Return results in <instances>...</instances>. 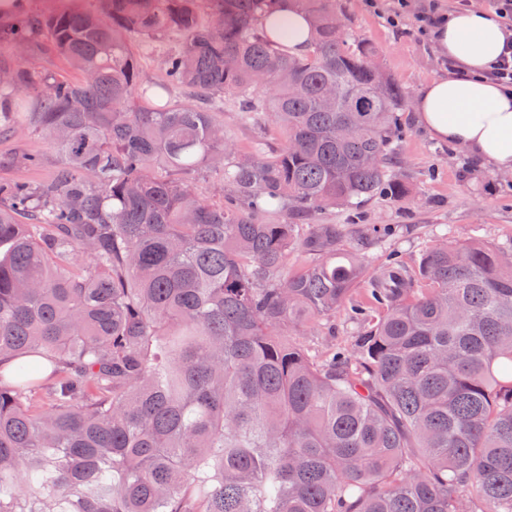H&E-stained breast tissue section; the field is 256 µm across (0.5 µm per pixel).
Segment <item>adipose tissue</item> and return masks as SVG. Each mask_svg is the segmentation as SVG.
<instances>
[{
    "label": "adipose tissue",
    "mask_w": 512,
    "mask_h": 512,
    "mask_svg": "<svg viewBox=\"0 0 512 512\" xmlns=\"http://www.w3.org/2000/svg\"><path fill=\"white\" fill-rule=\"evenodd\" d=\"M266 35L288 30L283 47L301 54L307 49L310 25L296 9L263 19ZM439 56L456 67L424 83L416 94V119L430 135L473 155L499 172H512V92L504 91L485 73L512 43L498 15L474 7L444 15L432 31Z\"/></svg>",
    "instance_id": "adipose-tissue-1"
}]
</instances>
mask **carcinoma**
Here are the masks:
<instances>
[{"label": "carcinoma", "mask_w": 512, "mask_h": 512, "mask_svg": "<svg viewBox=\"0 0 512 512\" xmlns=\"http://www.w3.org/2000/svg\"><path fill=\"white\" fill-rule=\"evenodd\" d=\"M288 2L305 55L259 30L282 0H99L14 27L77 83L0 51V92L46 84L31 123L59 159L0 182V512H512V261L438 244L356 296L366 257L311 220L406 196L404 91L370 92L377 49L336 30V0ZM167 38L190 102L149 107L130 45ZM226 98L282 142L230 156ZM346 305L350 345L305 347ZM22 61L26 68H29L36 76L44 74L53 75L58 79L80 80L81 75L72 70L65 60L53 54H46L43 51L23 52Z\"/></svg>", "instance_id": "carcinoma-1"}]
</instances>
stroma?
<instances>
[{
	"mask_svg": "<svg viewBox=\"0 0 512 512\" xmlns=\"http://www.w3.org/2000/svg\"><path fill=\"white\" fill-rule=\"evenodd\" d=\"M408 7L398 27L386 22L393 0H336V9L348 34L365 38L379 49L386 72L403 88L406 105L399 114L405 137L399 154V172L410 192L401 200L376 198L366 202L358 214L333 208L316 213L317 224H384L389 234L376 242L353 235L351 243L363 252L370 268L386 256L414 268L437 241L478 238L500 247L512 243V175L496 173L449 144L433 139L413 119L415 95L431 78L447 70L446 61L435 52L431 37L420 36L415 16L422 0H407ZM228 142L237 153L250 152L256 140L276 143L272 125L244 123L233 101H225L221 116ZM23 155L39 156L31 167L20 163ZM57 158L41 134L31 125L16 135L0 137V181L40 183L53 177Z\"/></svg>",
	"mask_w": 512,
	"mask_h": 512,
	"instance_id": "35a3bbf8",
	"label": "stroma"
}]
</instances>
